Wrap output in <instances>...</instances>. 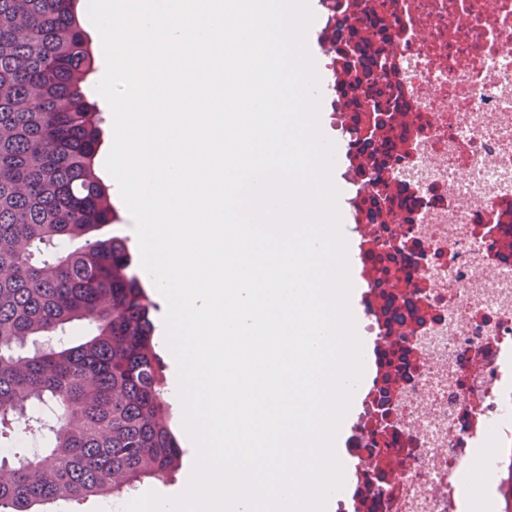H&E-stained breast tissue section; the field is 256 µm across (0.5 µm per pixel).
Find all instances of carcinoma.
I'll use <instances>...</instances> for the list:
<instances>
[{
  "mask_svg": "<svg viewBox=\"0 0 512 512\" xmlns=\"http://www.w3.org/2000/svg\"><path fill=\"white\" fill-rule=\"evenodd\" d=\"M76 0H0V512L118 498L181 448L153 344L154 303L94 170L103 122ZM92 332L71 339V326Z\"/></svg>",
  "mask_w": 512,
  "mask_h": 512,
  "instance_id": "1",
  "label": "carcinoma"
}]
</instances>
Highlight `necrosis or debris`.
<instances>
[{"label": "necrosis or debris", "mask_w": 512, "mask_h": 512, "mask_svg": "<svg viewBox=\"0 0 512 512\" xmlns=\"http://www.w3.org/2000/svg\"><path fill=\"white\" fill-rule=\"evenodd\" d=\"M367 374L336 512H462L512 432V0H325ZM495 445L496 442L490 438L484 442L482 448H476L473 462L462 474L465 505L469 511H484L487 507L479 491L491 480V471L486 465V460Z\"/></svg>", "instance_id": "4bbe7bcc"}]
</instances>
